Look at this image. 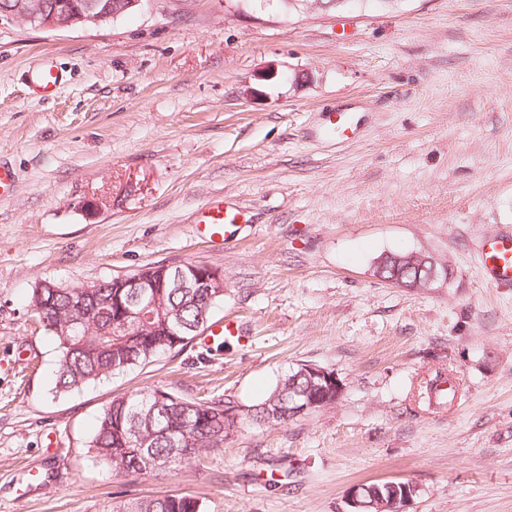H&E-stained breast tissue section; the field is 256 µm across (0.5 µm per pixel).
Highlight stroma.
Masks as SVG:
<instances>
[{"label":"stroma","instance_id":"obj_1","mask_svg":"<svg viewBox=\"0 0 512 512\" xmlns=\"http://www.w3.org/2000/svg\"><path fill=\"white\" fill-rule=\"evenodd\" d=\"M58 94H34L43 58ZM344 112L351 138L322 118ZM0 512H103L190 494L203 512H344L351 488L414 487L403 512H512V287L476 254L512 227V0H141L91 27L0 22ZM247 222L214 245L209 199ZM101 202L97 212L86 200ZM417 252L407 288L381 256ZM196 261L224 273V345L186 346L72 392L28 298ZM333 404L246 425L174 473L126 481L94 457L112 399L164 389L260 402L300 365ZM446 373L452 406L423 381ZM287 480L269 481L271 471ZM417 257L418 254L416 253L395 254L393 256L384 257L378 266V274L383 278L382 275L384 271H390L392 273V277L386 279L388 282L402 286V282H405L410 285L409 288H418L424 286L430 281L432 277L433 267L431 262H426L424 265L425 269H423V266H420L418 269H416ZM418 270H420V272ZM404 271L407 272H405L403 277ZM418 279L420 282L417 283Z\"/></svg>","mask_w":512,"mask_h":512}]
</instances>
